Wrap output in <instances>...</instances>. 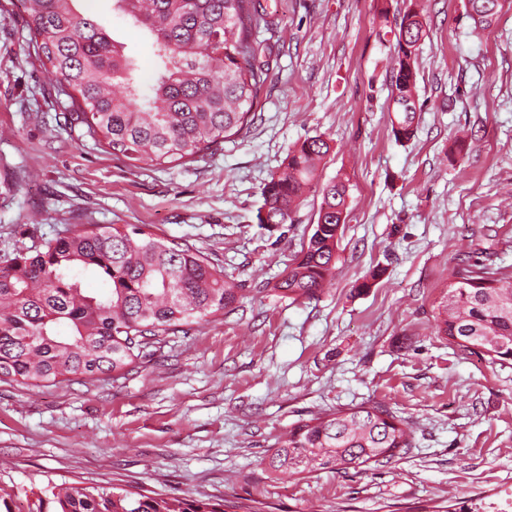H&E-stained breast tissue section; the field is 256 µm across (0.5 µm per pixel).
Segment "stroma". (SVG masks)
Masks as SVG:
<instances>
[{"mask_svg": "<svg viewBox=\"0 0 512 512\" xmlns=\"http://www.w3.org/2000/svg\"><path fill=\"white\" fill-rule=\"evenodd\" d=\"M265 89L247 132L185 163L131 166L65 123L27 44L23 0H0V262L73 224H132L189 244L243 285L239 307L145 350L114 380L0 383V512L53 487L210 499L224 512H512V366L449 345L437 305L460 258L512 266V0L476 29L468 0H424L419 124L392 134V32L411 0H261ZM131 57L158 63L113 0H76ZM329 140L321 182L350 177L334 278L318 297L267 290L321 203L259 224L289 146ZM413 446L348 474L269 478L278 436L362 402Z\"/></svg>", "mask_w": 512, "mask_h": 512, "instance_id": "obj_1", "label": "stroma"}]
</instances>
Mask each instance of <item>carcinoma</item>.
<instances>
[{
  "label": "carcinoma",
  "mask_w": 512,
  "mask_h": 512,
  "mask_svg": "<svg viewBox=\"0 0 512 512\" xmlns=\"http://www.w3.org/2000/svg\"><path fill=\"white\" fill-rule=\"evenodd\" d=\"M73 2L24 0L25 28L56 94L67 97L70 119L98 145L129 161L162 165L212 151L248 128L267 78L256 64L255 32L267 14L257 0H115L148 32L161 61L145 90L124 46ZM469 3L478 28L496 23L490 0ZM425 35L420 12L407 9L394 33L390 89L392 132L401 143L417 130L416 62ZM329 151L323 137L305 138L262 189L261 225L293 223L307 190L322 197L307 242L272 286L294 301L317 297L336 263L349 178L319 184L318 166ZM240 298L238 286L192 246L131 224H73L0 265V382L57 385L107 375L115 381L135 370L146 349L224 316ZM437 310L436 332L449 344L512 365V269L462 259ZM411 447L401 417L363 402L300 420L278 439L267 472H359ZM52 496L56 512H224L210 500L115 487H60Z\"/></svg>",
  "instance_id": "1"
}]
</instances>
